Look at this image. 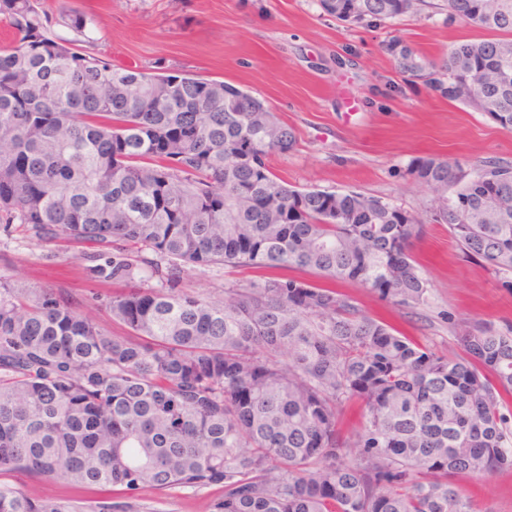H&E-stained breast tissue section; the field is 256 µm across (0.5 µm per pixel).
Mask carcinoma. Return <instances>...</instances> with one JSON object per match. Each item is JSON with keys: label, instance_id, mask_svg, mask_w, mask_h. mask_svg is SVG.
Returning a JSON list of instances; mask_svg holds the SVG:
<instances>
[{"label": "carcinoma", "instance_id": "1", "mask_svg": "<svg viewBox=\"0 0 512 512\" xmlns=\"http://www.w3.org/2000/svg\"><path fill=\"white\" fill-rule=\"evenodd\" d=\"M423 2L317 5L378 26ZM444 11L508 37L436 61L392 36L396 73L511 133L512 0ZM0 15L16 31L0 45V219L96 245L86 276L130 285L107 302L125 328L110 335L62 293L0 281V476L108 492L84 503L0 482V512H151L147 487H217L213 512H470L457 478L512 468V323L450 321L462 353L449 357L332 284L426 308L410 243L428 220L512 275V165L413 158L407 175L431 193L424 218L359 192L296 189L266 163L294 148V131L250 93L83 54L86 19L65 21L75 37L55 35L35 0H0ZM214 266L252 277L218 302L181 288ZM149 279L160 285H133ZM352 401L364 421L346 434Z\"/></svg>", "mask_w": 512, "mask_h": 512}]
</instances>
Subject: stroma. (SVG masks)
Instances as JSON below:
<instances>
[{"label":"stroma","mask_w":512,"mask_h":512,"mask_svg":"<svg viewBox=\"0 0 512 512\" xmlns=\"http://www.w3.org/2000/svg\"><path fill=\"white\" fill-rule=\"evenodd\" d=\"M41 10L64 34L66 15L87 20L80 51L147 73H191L238 86L279 113L296 134L295 148L272 155L271 170L289 186L381 198L421 212L430 195L405 174L409 161L428 154L470 163L494 159L512 164V133L462 104L428 95L393 71L383 49L398 36L429 55L452 45L488 38V31L441 16H405L381 27H346L321 15L315 0H39ZM89 248L65 240L43 242L20 225L0 226V279L68 294L80 312L123 334L105 301L114 286L93 282L84 271ZM412 255L433 282L431 304L408 315L350 283L371 314L409 338L455 355L460 346L450 320L512 322V290L487 265L461 252L447 225L425 224ZM247 271L198 269L185 288L220 300L224 284ZM44 499L97 498V491L62 479L21 474L0 478ZM472 512H512V469L462 479ZM219 491L144 490L155 512H212Z\"/></svg>","instance_id":"35a3bbf8"}]
</instances>
